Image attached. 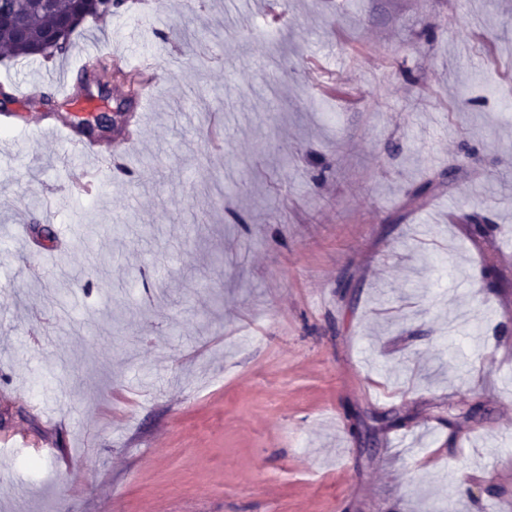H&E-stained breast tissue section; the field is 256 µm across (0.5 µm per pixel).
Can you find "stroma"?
<instances>
[{"label": "stroma", "instance_id": "1", "mask_svg": "<svg viewBox=\"0 0 512 512\" xmlns=\"http://www.w3.org/2000/svg\"><path fill=\"white\" fill-rule=\"evenodd\" d=\"M0 86V512L512 504V0H125Z\"/></svg>", "mask_w": 512, "mask_h": 512}]
</instances>
